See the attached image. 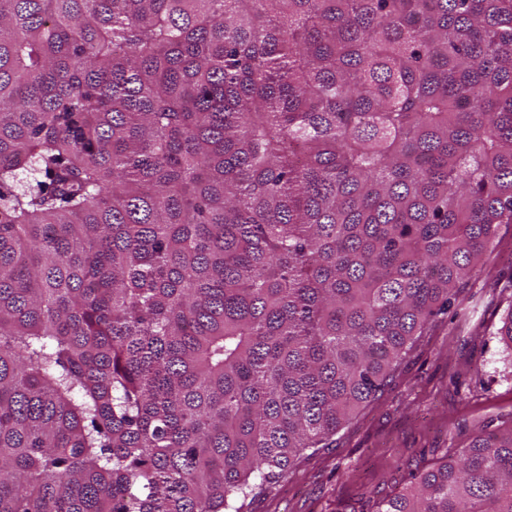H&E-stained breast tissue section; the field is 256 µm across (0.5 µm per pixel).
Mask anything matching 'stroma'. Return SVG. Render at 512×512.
<instances>
[{
  "instance_id": "stroma-1",
  "label": "stroma",
  "mask_w": 512,
  "mask_h": 512,
  "mask_svg": "<svg viewBox=\"0 0 512 512\" xmlns=\"http://www.w3.org/2000/svg\"><path fill=\"white\" fill-rule=\"evenodd\" d=\"M497 239L452 312L424 330L377 398L243 512H375L476 430L512 424V357L497 334L512 310V224Z\"/></svg>"
}]
</instances>
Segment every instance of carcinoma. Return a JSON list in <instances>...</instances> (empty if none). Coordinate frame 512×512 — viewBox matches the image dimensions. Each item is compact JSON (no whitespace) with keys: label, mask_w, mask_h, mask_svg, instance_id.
<instances>
[{"label":"carcinoma","mask_w":512,"mask_h":512,"mask_svg":"<svg viewBox=\"0 0 512 512\" xmlns=\"http://www.w3.org/2000/svg\"><path fill=\"white\" fill-rule=\"evenodd\" d=\"M512 224V0H0V512H241ZM376 512H512V426Z\"/></svg>","instance_id":"cac0c4a2"}]
</instances>
